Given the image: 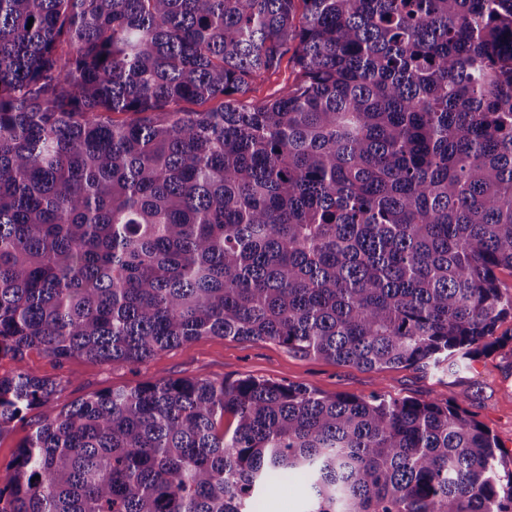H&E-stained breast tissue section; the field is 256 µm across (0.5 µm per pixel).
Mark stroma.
Here are the masks:
<instances>
[{"mask_svg": "<svg viewBox=\"0 0 512 512\" xmlns=\"http://www.w3.org/2000/svg\"><path fill=\"white\" fill-rule=\"evenodd\" d=\"M289 60L254 81L239 96V104L251 106L273 99L293 81ZM498 333L505 343L476 358L468 368L449 376L433 369L397 367L380 373L340 365L288 351L272 341H244L203 336L171 348L153 360L135 366L73 358L59 362L42 352L30 351L23 360L0 356V376L27 369L39 377L60 381L54 410L68 407L96 392L160 379L202 378L212 381L251 376L272 382L307 386L320 392L392 399L447 402L467 393L463 407L469 416L487 427L504 451L512 453V317L503 319Z\"/></svg>", "mask_w": 512, "mask_h": 512, "instance_id": "obj_1", "label": "stroma"}]
</instances>
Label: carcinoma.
I'll use <instances>...</instances> for the list:
<instances>
[{
	"label": "carcinoma",
	"mask_w": 512,
	"mask_h": 512,
	"mask_svg": "<svg viewBox=\"0 0 512 512\" xmlns=\"http://www.w3.org/2000/svg\"><path fill=\"white\" fill-rule=\"evenodd\" d=\"M287 51L282 94L235 105ZM499 269L512 0H0V354L222 336L452 375L500 343ZM59 386L0 377V434ZM464 399L107 389L45 415L0 512H252L290 476L300 512H512Z\"/></svg>",
	"instance_id": "cac0c4a2"
}]
</instances>
